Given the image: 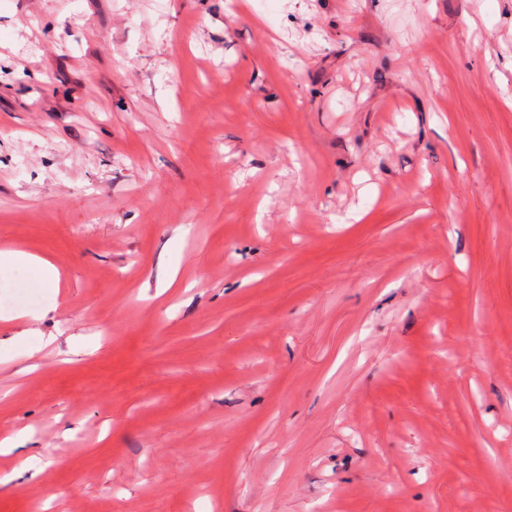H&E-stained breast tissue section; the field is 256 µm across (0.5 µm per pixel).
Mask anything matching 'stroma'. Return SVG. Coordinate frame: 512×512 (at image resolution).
Wrapping results in <instances>:
<instances>
[{"label":"stroma","instance_id":"stroma-1","mask_svg":"<svg viewBox=\"0 0 512 512\" xmlns=\"http://www.w3.org/2000/svg\"><path fill=\"white\" fill-rule=\"evenodd\" d=\"M2 248L0 512H512V0H0ZM2 265H27L37 268L46 281L53 287H57L59 274L56 268L48 261L21 250L0 251V266Z\"/></svg>","mask_w":512,"mask_h":512}]
</instances>
